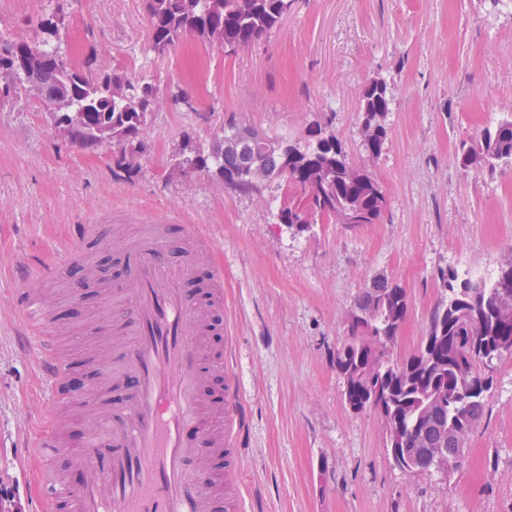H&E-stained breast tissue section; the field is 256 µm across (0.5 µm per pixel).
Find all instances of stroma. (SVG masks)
<instances>
[{
  "label": "stroma",
  "mask_w": 512,
  "mask_h": 512,
  "mask_svg": "<svg viewBox=\"0 0 512 512\" xmlns=\"http://www.w3.org/2000/svg\"><path fill=\"white\" fill-rule=\"evenodd\" d=\"M61 16L53 45L74 65L145 78L162 101L144 131L141 170L127 179L108 145L78 147L23 91L0 101V490L36 512L20 464L46 410L37 356L25 350L18 296L45 292L59 345L79 357L112 347L98 317L125 276L119 254L144 225L172 238L190 225L214 244L202 275L224 270V360L240 381L239 429L247 512H512V358L493 364L486 413L462 465L415 475L394 465L372 410L352 411L336 351L371 280L407 292L390 352L415 351L443 295L438 275L496 274L512 260V167H462V142L512 117V0H295L277 30L227 56L195 39L161 56L143 0H0V36L35 39L36 17ZM384 81L388 136L363 146L362 88ZM246 124L305 143L321 123L354 167L369 170L388 205L374 224H284V192L175 172L184 138L209 143ZM97 265L81 303L24 279L75 250L81 225Z\"/></svg>",
  "instance_id": "35a3bbf8"
}]
</instances>
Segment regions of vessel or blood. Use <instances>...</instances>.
Instances as JSON below:
<instances>
[{
    "instance_id": "obj_1",
    "label": "vessel or blood",
    "mask_w": 512,
    "mask_h": 512,
    "mask_svg": "<svg viewBox=\"0 0 512 512\" xmlns=\"http://www.w3.org/2000/svg\"><path fill=\"white\" fill-rule=\"evenodd\" d=\"M167 244L166 225L155 224L125 246L128 281L112 290L125 315L114 325L119 342L107 362L64 356L42 325L28 327L49 404L76 397L83 375L109 374L121 390L77 447L61 437L56 413L41 420L39 512H214L220 504L240 512L238 377L225 370L215 394L203 392L201 338L224 313V274L199 279L195 260L212 241L197 230L184 229L181 262L161 261ZM61 454L79 469V484L48 468Z\"/></svg>"
}]
</instances>
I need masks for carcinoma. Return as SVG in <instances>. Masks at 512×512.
Returning <instances> with one entry per match:
<instances>
[{
    "label": "carcinoma",
    "mask_w": 512,
    "mask_h": 512,
    "mask_svg": "<svg viewBox=\"0 0 512 512\" xmlns=\"http://www.w3.org/2000/svg\"><path fill=\"white\" fill-rule=\"evenodd\" d=\"M293 0H144L152 30V47L171 51L186 37H196L234 54L268 37L277 29ZM39 41L0 38V77L10 76L52 116L54 125L80 146L112 145L115 167L127 178L140 170L145 150L143 133L158 99L157 86L133 82L116 72L92 78L43 45L59 31V21L37 19ZM11 84V85H13ZM11 85L3 86L10 95ZM386 84L375 81L360 98L364 150L377 157L387 138L382 123L373 124L390 110ZM182 166L215 173L238 190H255L253 165L261 163L269 182L285 183L287 203L279 211L283 224H306L320 218L336 224H373L387 205L379 182L353 167L341 141L319 125L307 130L301 146L286 136H271L251 126L232 125L209 146L186 137ZM462 166L512 163V118L481 131L474 143H463ZM512 276V262L496 277L474 279L456 270L442 272L444 297L434 308L426 336L411 355L391 359L386 347L404 321L408 302L404 288L384 276L373 278L359 295L347 325L348 336L336 351V370L345 380V404L353 410L367 407L386 422V448L402 470L432 471L429 448L448 453V469L458 467L467 436L482 420L492 377L484 376L488 351L509 349L512 357V290L504 291ZM377 361L375 377L364 368Z\"/></svg>",
    "instance_id": "obj_1"
}]
</instances>
